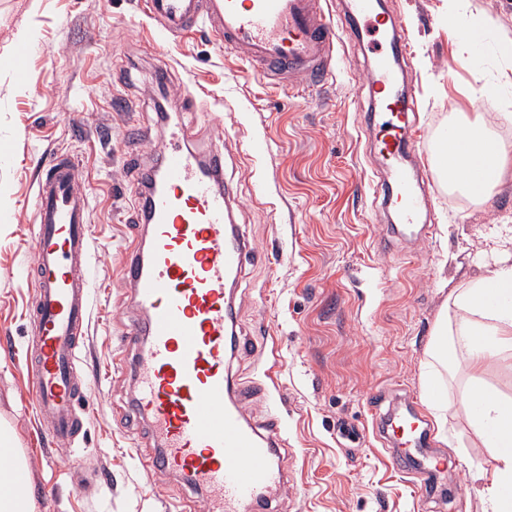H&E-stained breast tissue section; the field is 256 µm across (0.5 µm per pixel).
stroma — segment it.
Returning <instances> with one entry per match:
<instances>
[{"label": "stroma", "instance_id": "stroma-1", "mask_svg": "<svg viewBox=\"0 0 512 512\" xmlns=\"http://www.w3.org/2000/svg\"><path fill=\"white\" fill-rule=\"evenodd\" d=\"M403 18L409 69L427 133L426 152L449 113L478 111L482 85L512 112V61L495 48L463 49L449 28L448 0H384ZM466 21L487 22L512 41V0H468ZM370 43H346L321 84H275L203 34L151 42L138 0H0V418L14 428L37 512H167L201 499L180 477L144 471L155 444L131 412L134 384L116 356L138 319L133 290L117 274L135 229L126 224L140 167L155 162L169 126L153 110L166 93L175 115L198 125L193 149L228 135L224 180L237 196L236 222L255 251L234 290L236 329L250 344L229 362L243 384L271 377L279 396L253 394L252 422L287 423L288 483L269 512H484L473 475L489 456L466 424L467 373L431 411L425 372L432 331L449 291L482 273L491 230L512 225V169L478 202L439 181L423 218L424 241L392 238L397 218L367 185L384 170L369 151ZM165 91L152 78L158 67ZM200 92L186 109L187 91ZM84 116L82 125L70 113ZM266 141L254 155L252 136ZM56 153L83 164L93 258L92 321L76 374L91 387L73 444H53L32 410L21 367L35 295L20 277L31 259L36 159ZM416 397L428 419L437 465L431 483L394 471L372 420Z\"/></svg>", "mask_w": 512, "mask_h": 512}]
</instances>
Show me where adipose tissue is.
Wrapping results in <instances>:
<instances>
[{"label": "adipose tissue", "instance_id": "1", "mask_svg": "<svg viewBox=\"0 0 512 512\" xmlns=\"http://www.w3.org/2000/svg\"><path fill=\"white\" fill-rule=\"evenodd\" d=\"M512 126L511 112L493 120L448 115L449 129L459 141L438 144L433 160L448 185L480 201L488 200L512 167V140L502 128ZM501 254L489 274L468 279L450 291L452 319H439L433 331L438 362L452 371H467V424L474 439L489 448V477L478 490L485 512H512V399L488 388L482 375L505 353H512V227L502 225L494 239ZM24 464L14 430L0 426V512H35L29 490L14 488L13 469Z\"/></svg>", "mask_w": 512, "mask_h": 512}]
</instances>
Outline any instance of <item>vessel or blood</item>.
I'll list each match as a JSON object with an SVG mask.
<instances>
[{"mask_svg": "<svg viewBox=\"0 0 512 512\" xmlns=\"http://www.w3.org/2000/svg\"><path fill=\"white\" fill-rule=\"evenodd\" d=\"M377 0H337L328 19L319 0H141L140 9L161 39L175 42L208 32L225 51L262 65L273 82L299 77L327 78L336 47L370 36L376 44L367 73L370 94L379 98L371 115L373 146L386 178L374 187L419 238L433 225L420 217L436 196L434 177L416 182L408 160L425 163L418 147L419 113L411 90L401 89L402 67L410 56L404 22L383 27ZM194 126L177 124L151 188L133 190V218L143 233L120 268L132 283L142 320L125 331L133 353L136 411L143 416L158 454L145 467L177 473L200 487L204 498L176 512H257L271 492L288 482L280 463L282 422L267 431L249 419L244 389L228 369L229 354L247 353L234 339L231 290L252 251L234 219L237 200L223 183L224 141L212 140L208 155L190 149ZM34 199L31 284L38 291L31 314L33 352L24 368L32 406L55 440L77 435L74 406L83 391L74 380L77 354L91 317L89 199L78 186L80 163L69 154L40 167ZM416 407L399 414L404 452L392 466L413 465V449L429 446Z\"/></svg>", "mask_w": 512, "mask_h": 512, "instance_id": "vessel-or-blood-1", "label": "vessel or blood"}]
</instances>
